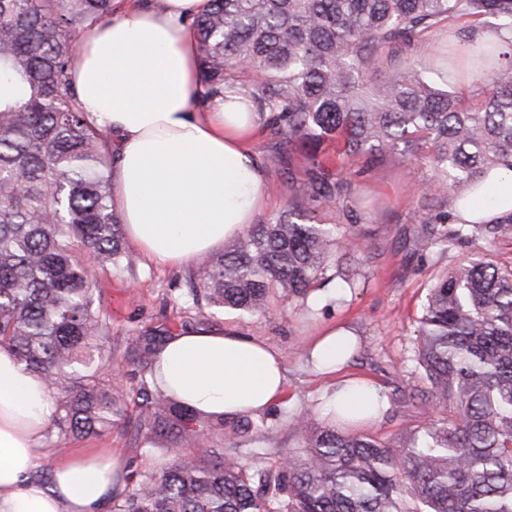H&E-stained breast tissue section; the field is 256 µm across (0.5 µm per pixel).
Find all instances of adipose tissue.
<instances>
[{
	"label": "adipose tissue",
	"mask_w": 512,
	"mask_h": 512,
	"mask_svg": "<svg viewBox=\"0 0 512 512\" xmlns=\"http://www.w3.org/2000/svg\"><path fill=\"white\" fill-rule=\"evenodd\" d=\"M107 25L79 34L69 81L93 125L111 131L118 164L112 203L140 256L173 266L199 260L237 237L267 206V175L253 146L260 118L238 88L194 105L204 93L191 24L210 0H115ZM465 221L512 215V177L492 175L467 206ZM356 345L328 328L310 346L335 372ZM156 382L208 415L258 414L286 394L282 356L269 342L227 327L188 330L157 354ZM330 400L352 417L378 414L376 387L345 380ZM53 404L42 379L0 348V512H108L127 485L124 458L90 448L57 462L35 481L45 456Z\"/></svg>",
	"instance_id": "ef3b65f1"
}]
</instances>
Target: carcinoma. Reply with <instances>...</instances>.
I'll return each instance as SVG.
<instances>
[{
	"instance_id": "1",
	"label": "carcinoma",
	"mask_w": 512,
	"mask_h": 512,
	"mask_svg": "<svg viewBox=\"0 0 512 512\" xmlns=\"http://www.w3.org/2000/svg\"><path fill=\"white\" fill-rule=\"evenodd\" d=\"M114 12V0H0V347L44 380L58 451L123 428L132 398L136 434L170 442V457L139 471L110 512H512V264L476 251L512 238V216L457 224L453 213L512 171V0H212L193 19L206 88L196 109L245 84L263 128L307 158L289 172L288 209L188 274L198 308L261 314L271 291L304 298L329 275L357 287L339 260L364 255L359 226L376 206L356 178L387 154L431 169L411 190L416 251L475 250L434 278L416 318L421 424L396 448L303 416V448L272 464L214 447L224 419L156 387L162 331L133 347L139 387L112 357L96 271L132 277L139 258L112 204V132L87 121L68 71L79 32ZM456 20L470 97L451 63L441 86L425 75L436 68L427 34ZM486 27L501 43L479 42ZM331 143L334 168L321 160ZM262 428L246 417L233 431L252 441Z\"/></svg>"
}]
</instances>
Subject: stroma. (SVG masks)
Listing matches in <instances>:
<instances>
[{
    "label": "stroma",
    "instance_id": "stroma-1",
    "mask_svg": "<svg viewBox=\"0 0 512 512\" xmlns=\"http://www.w3.org/2000/svg\"><path fill=\"white\" fill-rule=\"evenodd\" d=\"M255 148L267 174L269 202L264 217L282 212L294 189L288 178L292 168L305 166L300 154L285 156L271 132L258 131ZM429 170L421 160L396 155L381 158L360 180L361 186L380 199L383 210L375 223L363 225L371 246V271L357 288L338 291L327 285L302 302L284 303L270 297L269 309L260 316L235 311L200 313L187 294V267L158 261H140L136 276L100 274L97 295L112 315V344L117 359L127 360L137 336L149 328L175 335L185 328L216 329L232 326L243 335L270 342L280 351L287 376L285 397L264 413L266 431L248 443L247 451L270 449L274 455L297 452L301 440L293 423L305 414L320 416V403L345 379L367 381L381 391L403 393L420 387L416 364L415 318L428 288L440 271L467 257V250L445 255H420L410 238L416 228L412 219L410 187L424 180ZM341 324L358 338V346L338 373H317L307 362L305 349L318 330ZM421 409L396 398L377 420L363 426L381 441L397 443L418 424ZM69 450L112 448L125 456L132 469L150 464L143 440L132 432L112 431L96 438L71 441Z\"/></svg>",
    "mask_w": 512,
    "mask_h": 512
}]
</instances>
